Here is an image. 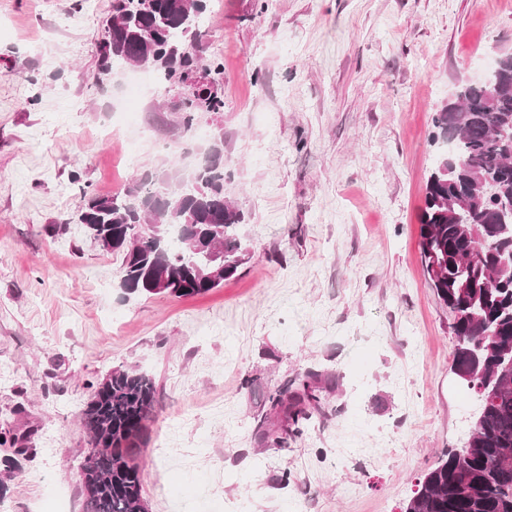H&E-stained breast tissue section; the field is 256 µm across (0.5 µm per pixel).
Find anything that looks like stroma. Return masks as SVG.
<instances>
[{"mask_svg": "<svg viewBox=\"0 0 512 512\" xmlns=\"http://www.w3.org/2000/svg\"><path fill=\"white\" fill-rule=\"evenodd\" d=\"M0 0V427L32 436L0 512H83L79 416L112 369L153 376L148 512H400L465 442L478 399L426 279L419 213L432 118L512 51V0H206L220 61L224 196L250 259L207 293L129 296L79 223L86 194L179 180L169 95L98 81L112 0ZM134 168H127V156ZM326 383L287 447L254 429L304 371Z\"/></svg>", "mask_w": 512, "mask_h": 512, "instance_id": "1", "label": "stroma"}]
</instances>
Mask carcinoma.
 I'll return each mask as SVG.
<instances>
[{
    "instance_id": "1",
    "label": "carcinoma",
    "mask_w": 512,
    "mask_h": 512,
    "mask_svg": "<svg viewBox=\"0 0 512 512\" xmlns=\"http://www.w3.org/2000/svg\"><path fill=\"white\" fill-rule=\"evenodd\" d=\"M112 0L99 47V75L119 67L179 78L199 69L192 49L203 0ZM220 97L205 87L179 115L182 137L200 108L216 111ZM433 138L456 134V162L427 178L419 215L420 254L430 287L454 315L452 368L480 402L464 447L450 448L417 483L403 512H512V65L484 86L462 85L433 117ZM204 193L180 184L157 187L146 176L112 195L84 196L79 221L90 237L122 257L120 288L128 295L184 298L206 293L237 274L249 259L236 226L240 211L224 199V139L196 166ZM211 238L224 254V275L206 280L196 269L208 254L194 242ZM321 375L307 373L269 398L273 417L254 437L279 447L299 432L320 397ZM80 412L99 452L82 463L83 512H142V448L155 417L156 383L148 373L118 368L92 385Z\"/></svg>"
}]
</instances>
